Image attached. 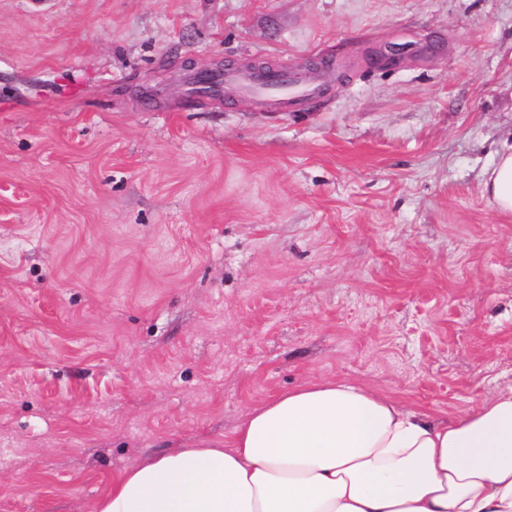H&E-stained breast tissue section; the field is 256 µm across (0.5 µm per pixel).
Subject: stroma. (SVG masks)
I'll use <instances>...</instances> for the list:
<instances>
[{
  "mask_svg": "<svg viewBox=\"0 0 512 512\" xmlns=\"http://www.w3.org/2000/svg\"><path fill=\"white\" fill-rule=\"evenodd\" d=\"M317 80L278 112L197 73ZM512 0H0V512L343 378L512 389ZM483 193L496 209L512 214V142L496 152L492 167L485 172Z\"/></svg>",
  "mask_w": 512,
  "mask_h": 512,
  "instance_id": "35a3bbf8",
  "label": "stroma"
}]
</instances>
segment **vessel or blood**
Here are the masks:
<instances>
[{
  "mask_svg": "<svg viewBox=\"0 0 512 512\" xmlns=\"http://www.w3.org/2000/svg\"><path fill=\"white\" fill-rule=\"evenodd\" d=\"M230 82L237 84L246 95L262 98L276 108L288 107L296 99L310 96L312 93L311 87L296 84L291 75L284 70L253 72L247 75L234 72L204 74L196 79L197 85L203 91H212Z\"/></svg>",
  "mask_w": 512,
  "mask_h": 512,
  "instance_id": "b4317fda",
  "label": "vessel or blood"
}]
</instances>
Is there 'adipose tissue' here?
Returning a JSON list of instances; mask_svg holds the SVG:
<instances>
[{
  "instance_id": "1",
  "label": "adipose tissue",
  "mask_w": 512,
  "mask_h": 512,
  "mask_svg": "<svg viewBox=\"0 0 512 512\" xmlns=\"http://www.w3.org/2000/svg\"><path fill=\"white\" fill-rule=\"evenodd\" d=\"M483 192L512 214V143ZM91 512H512V391L445 422L312 380L249 409L224 440L124 469Z\"/></svg>"
}]
</instances>
